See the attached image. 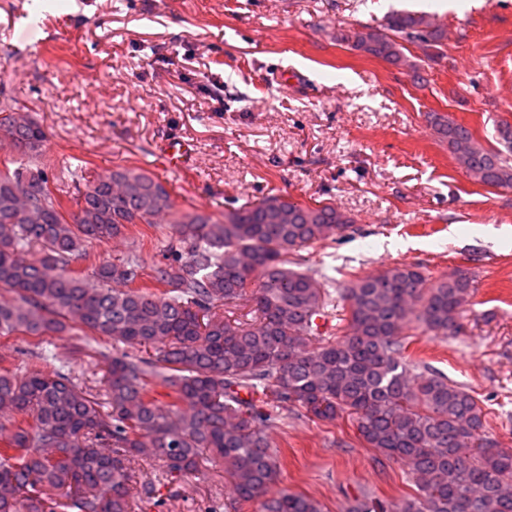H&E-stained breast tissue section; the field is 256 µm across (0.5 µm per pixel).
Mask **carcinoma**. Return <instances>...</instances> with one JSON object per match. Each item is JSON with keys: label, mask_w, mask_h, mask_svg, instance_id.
<instances>
[{"label": "carcinoma", "mask_w": 512, "mask_h": 512, "mask_svg": "<svg viewBox=\"0 0 512 512\" xmlns=\"http://www.w3.org/2000/svg\"><path fill=\"white\" fill-rule=\"evenodd\" d=\"M355 50L412 69L403 43L443 57L441 31L395 12L383 30L341 36ZM432 127L477 182L512 188V124L487 149L466 126ZM47 131L0 98V335L35 339L22 354L45 366L0 368V512H131L161 486L224 465L239 505L260 512H324L313 497L271 492L279 470L257 402L334 422L403 465L414 493L366 498L347 512H512V448L485 434L472 392L408 354L411 332L460 331L473 279L456 270L431 285L416 265L393 266L339 289L349 317L340 337L318 320L335 304L323 279L288 254L343 235L354 219L331 202L285 195L215 218L174 208L152 172L117 166L57 187L43 162ZM170 225L168 254L144 282L138 256L74 268L88 245L131 224ZM76 330L74 349L105 365L104 400L40 338ZM162 386L171 401L152 392Z\"/></svg>", "instance_id": "cac0c4a2"}]
</instances>
